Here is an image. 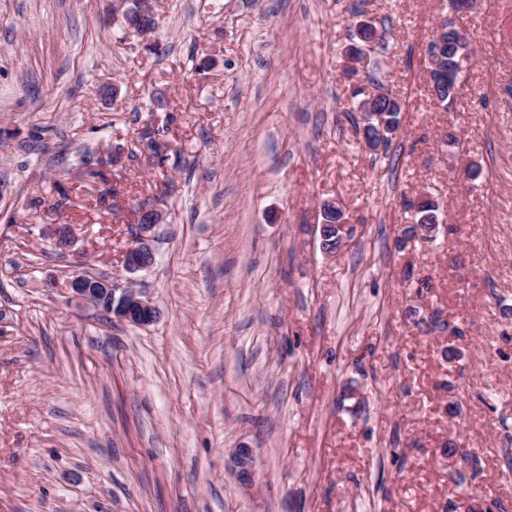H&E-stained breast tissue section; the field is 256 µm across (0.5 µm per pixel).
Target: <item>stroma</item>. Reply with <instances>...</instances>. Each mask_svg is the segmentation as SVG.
<instances>
[{"mask_svg": "<svg viewBox=\"0 0 512 512\" xmlns=\"http://www.w3.org/2000/svg\"><path fill=\"white\" fill-rule=\"evenodd\" d=\"M482 2L149 0L150 51L114 0H0V512H512V0ZM364 19L387 35L357 71L404 103L378 156L345 74ZM443 21L476 49L446 106ZM424 195L446 222L403 240ZM76 271L159 319L72 300ZM448 23L446 21L441 22L438 24L433 32V35L431 39L429 40V43L427 45L426 49V56L427 60L430 61V67L427 69V78L429 84L434 85L436 82L438 83H444L446 82L448 78V82H456L458 83L461 78V73L463 72V64L469 62L472 57H469L466 54H463L461 58L459 59L460 55L462 54V50L459 48V31L452 28L448 24V28H445V26ZM448 31H451L456 36L457 46L453 50L449 49L448 54V63L455 64L456 61L457 65L454 68H446L445 65L440 66L439 63L443 60L442 57V49L444 46V34L448 33ZM163 219V212L156 207L144 205L138 209V223L131 226L134 245L124 254L123 262L127 271L146 269L155 263V251L151 242L156 227ZM93 275L74 273L69 278L73 297L133 325L147 326L159 319V309L138 288H116L112 278Z\"/></svg>", "mask_w": 512, "mask_h": 512, "instance_id": "1", "label": "stroma"}]
</instances>
